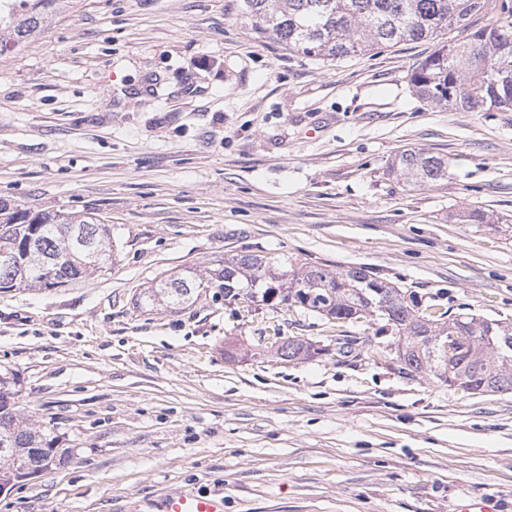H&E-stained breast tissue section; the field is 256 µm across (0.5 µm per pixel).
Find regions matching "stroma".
Returning <instances> with one entry per match:
<instances>
[{"instance_id": "35a3bbf8", "label": "stroma", "mask_w": 512, "mask_h": 512, "mask_svg": "<svg viewBox=\"0 0 512 512\" xmlns=\"http://www.w3.org/2000/svg\"><path fill=\"white\" fill-rule=\"evenodd\" d=\"M431 49L322 62L240 0H79L0 59V197L95 213L113 249L66 285L0 291V371L67 454L0 512H161L174 489L222 492L224 512H512V393L400 373L385 320L246 311L210 288L138 304L255 252L364 268L426 316L512 322V112L419 98ZM406 148L447 158V178L388 174ZM277 336L319 353L284 361ZM345 336L380 351L337 357ZM202 284L203 282H198L195 276L188 272L170 275L145 288L140 294L139 301L142 306L153 305L156 301H166L172 308L188 306L197 299L196 293Z\"/></svg>"}]
</instances>
